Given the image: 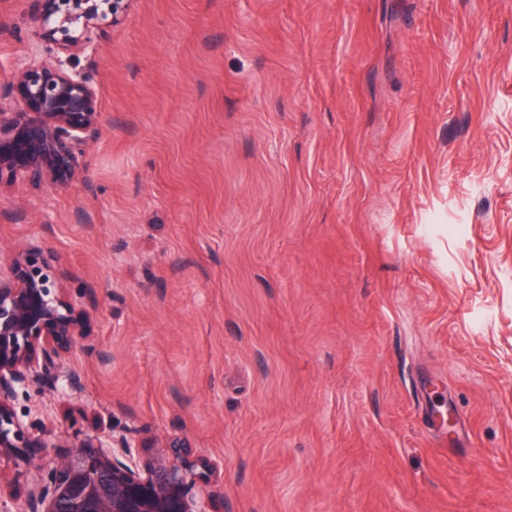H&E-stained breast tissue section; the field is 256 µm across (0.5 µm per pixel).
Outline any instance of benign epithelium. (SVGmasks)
<instances>
[{
    "mask_svg": "<svg viewBox=\"0 0 512 512\" xmlns=\"http://www.w3.org/2000/svg\"><path fill=\"white\" fill-rule=\"evenodd\" d=\"M33 2L23 20L27 57L15 71L23 106L5 105L10 90H0V186L27 180L67 188L104 123L93 80L74 57L97 52L137 0ZM66 279L49 246L15 249L8 262L0 260V469L12 463L39 471L27 449L57 447L47 428H34L13 402L29 387L52 403L76 389L61 369L87 341L90 312L66 294ZM432 395L439 426L452 431L442 391L434 387ZM146 446L129 431L104 426L78 434L45 478L23 496L9 494L14 512H212L218 464L194 455L185 439Z\"/></svg>",
    "mask_w": 512,
    "mask_h": 512,
    "instance_id": "7a95c632",
    "label": "benign epithelium"
}]
</instances>
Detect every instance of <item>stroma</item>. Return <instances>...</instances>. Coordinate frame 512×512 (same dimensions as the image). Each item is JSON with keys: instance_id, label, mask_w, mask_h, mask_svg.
Here are the masks:
<instances>
[{"instance_id": "obj_1", "label": "stroma", "mask_w": 512, "mask_h": 512, "mask_svg": "<svg viewBox=\"0 0 512 512\" xmlns=\"http://www.w3.org/2000/svg\"><path fill=\"white\" fill-rule=\"evenodd\" d=\"M78 65L79 178L0 192L95 311L36 457L100 423L187 438L224 512H512V0H138Z\"/></svg>"}]
</instances>
